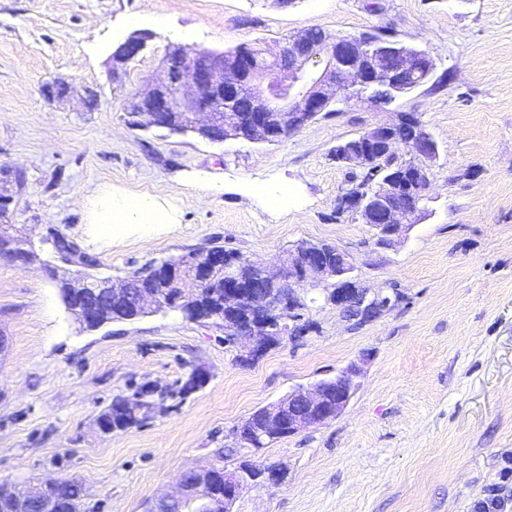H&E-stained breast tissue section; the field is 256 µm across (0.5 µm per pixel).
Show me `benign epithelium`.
<instances>
[{"instance_id": "1", "label": "benign epithelium", "mask_w": 512, "mask_h": 512, "mask_svg": "<svg viewBox=\"0 0 512 512\" xmlns=\"http://www.w3.org/2000/svg\"><path fill=\"white\" fill-rule=\"evenodd\" d=\"M150 35L132 33L112 53L115 62L136 59ZM164 63L166 79L137 91L125 109L136 125L148 124L180 133L186 126L206 127L211 140L244 139L253 143H274L299 131L333 102H367L376 107L389 104L399 92L418 88L435 74L431 55L419 48L392 39L389 35L360 34L340 36L330 42H317L303 31L288 38L273 61L252 58L242 51L190 52L177 43L168 46ZM246 102L247 121L227 112L231 99ZM400 127L414 131L407 145L396 136ZM388 161L389 173L378 181L350 185L338 199V206L352 218L369 225L377 243L392 246L413 227L430 186V166L439 157L438 143L415 112H396L394 118L344 140L333 149L336 162L353 170H366L373 163L371 148ZM8 166L0 164V219L9 212L13 196L2 186ZM336 262L323 258L319 247L301 246L276 259V271L259 265L242 254L217 256L198 248L185 253L182 268L161 260L136 272L161 284V289L143 288L137 304L145 313L166 312L176 304L196 322H221L224 344L239 349V360L249 363L270 347L293 334L288 321L305 308L296 287H313L332 282L329 301L347 318L359 324L372 321L391 302L387 296L370 293L357 284L349 256L334 250ZM33 243L26 250L0 251V258L27 264L33 256ZM66 264L76 267L70 279L76 288H86L91 298H102L96 278L87 273L89 263L74 257ZM223 285L224 310L217 311L203 301L204 288ZM360 369L350 365L333 377L309 387H299L263 408L259 424L249 421L232 431L234 445L247 448L251 455L260 449L254 439L277 441L310 427L336 419L359 387ZM282 473L275 466L257 468L239 465L224 471V492L217 493L208 468L195 469V480L184 474L177 479L176 491L154 497L148 512H182L186 500L197 503L199 512H233L247 485L279 486ZM56 485L50 480L26 490H16L17 512L50 505L43 502V490ZM52 509V508H50ZM52 512H67L55 507Z\"/></svg>"}]
</instances>
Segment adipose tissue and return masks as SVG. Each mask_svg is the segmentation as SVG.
<instances>
[{
  "instance_id": "1",
  "label": "adipose tissue",
  "mask_w": 512,
  "mask_h": 512,
  "mask_svg": "<svg viewBox=\"0 0 512 512\" xmlns=\"http://www.w3.org/2000/svg\"><path fill=\"white\" fill-rule=\"evenodd\" d=\"M87 223L93 224L99 237L105 240L130 228L148 231L155 224H172L174 210L156 194L131 196L102 186L82 200Z\"/></svg>"
}]
</instances>
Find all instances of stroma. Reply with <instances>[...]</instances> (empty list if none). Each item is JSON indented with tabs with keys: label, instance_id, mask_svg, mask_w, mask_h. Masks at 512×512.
<instances>
[{
	"label": "stroma",
	"instance_id": "1",
	"mask_svg": "<svg viewBox=\"0 0 512 512\" xmlns=\"http://www.w3.org/2000/svg\"><path fill=\"white\" fill-rule=\"evenodd\" d=\"M136 15L147 46L113 66ZM308 29L383 30L436 62L435 80L390 106L418 113L439 145L429 196L396 245L336 214L348 170L332 151L385 120L369 105L320 114L274 144L125 123L129 97L163 79L169 44L274 53ZM57 80L69 93L46 100ZM1 162L22 178L10 223L38 242L65 234L97 275L213 242L261 264L324 242L349 255L361 287L403 299L357 326L323 288L301 287L312 329L243 366L222 326L177 312L81 331L43 269L46 247L25 266L0 259V483L75 477L83 512H145L183 471L247 457L230 434L256 409L355 363L361 386L345 411L264 448L285 481L245 489L235 512H480L493 489L512 512V0H0ZM105 183L163 196L177 223L96 240L81 200ZM274 187L288 191L277 211L262 202ZM197 369L201 388L100 434L114 397Z\"/></svg>",
	"mask_w": 512,
	"mask_h": 512
}]
</instances>
